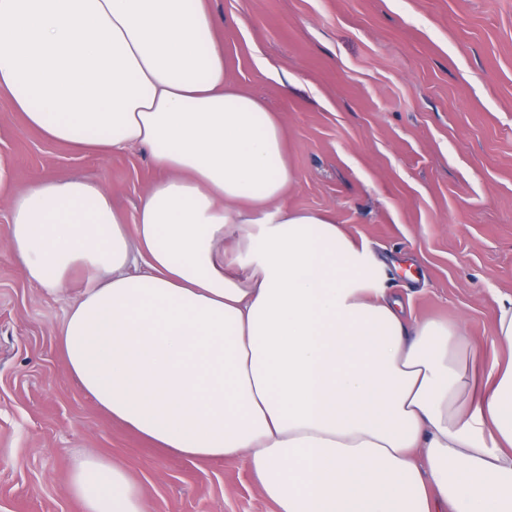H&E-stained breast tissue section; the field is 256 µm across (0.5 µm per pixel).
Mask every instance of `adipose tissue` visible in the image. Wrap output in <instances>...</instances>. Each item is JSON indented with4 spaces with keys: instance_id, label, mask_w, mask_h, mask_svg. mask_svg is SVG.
I'll use <instances>...</instances> for the list:
<instances>
[{
    "instance_id": "adipose-tissue-1",
    "label": "adipose tissue",
    "mask_w": 512,
    "mask_h": 512,
    "mask_svg": "<svg viewBox=\"0 0 512 512\" xmlns=\"http://www.w3.org/2000/svg\"><path fill=\"white\" fill-rule=\"evenodd\" d=\"M0 95L47 139L150 150L127 226L98 181L11 199L12 256L64 297L72 376L116 421L197 462H243L274 512H512V359L408 323L367 244L275 207L284 132L233 85L207 0H0ZM84 512H143L105 460Z\"/></svg>"
}]
</instances>
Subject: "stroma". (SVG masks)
<instances>
[{
  "instance_id": "stroma-1",
  "label": "stroma",
  "mask_w": 512,
  "mask_h": 512,
  "mask_svg": "<svg viewBox=\"0 0 512 512\" xmlns=\"http://www.w3.org/2000/svg\"><path fill=\"white\" fill-rule=\"evenodd\" d=\"M228 77L282 124L278 204L326 212L387 263L411 321L456 326L484 368L512 297V0H209ZM89 176L134 222L151 152L98 155L30 130L0 98V512H83L76 458L121 466L143 512H273L239 461L165 455L113 424L57 344L67 302L11 258L10 197Z\"/></svg>"
}]
</instances>
